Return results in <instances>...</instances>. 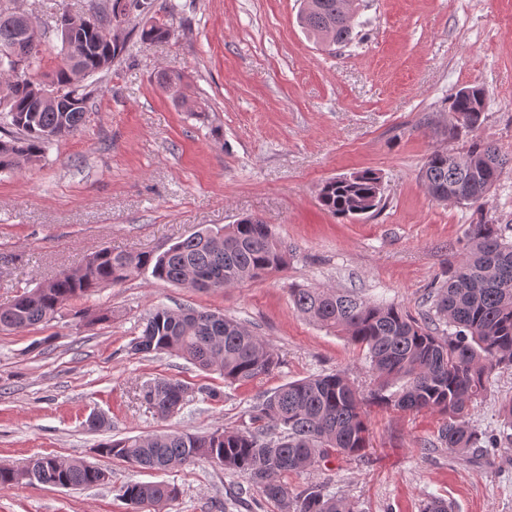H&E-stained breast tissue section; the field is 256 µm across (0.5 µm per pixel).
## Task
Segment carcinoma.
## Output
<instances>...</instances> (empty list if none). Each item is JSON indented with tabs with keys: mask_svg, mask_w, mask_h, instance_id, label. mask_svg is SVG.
<instances>
[{
	"mask_svg": "<svg viewBox=\"0 0 512 512\" xmlns=\"http://www.w3.org/2000/svg\"><path fill=\"white\" fill-rule=\"evenodd\" d=\"M0 0V119L15 130L0 139V171L40 160L54 141L75 135L85 123L91 85L85 79L111 69L125 50L112 40L108 16L125 12L146 17L140 38L158 42L170 35L168 18L178 10L154 0H99L93 12L77 21L85 50L71 56L60 49V61L43 83L26 73L40 66L43 37L33 32V47L15 51L21 15ZM299 21L314 38L333 25V42L354 39V25L340 18L345 0H313ZM46 87L72 97L67 111L37 107V93ZM486 108L478 86L463 87L451 97L448 138H469L465 155L434 151L423 164L421 179L439 202L475 205L495 186L507 158L476 136ZM382 177L366 168L332 178L319 189L318 201L329 214L354 218L378 209ZM500 224H470L458 263H448L447 277L430 293L435 320L448 326L441 334L393 303L370 302L334 288L297 285L288 289L296 310L329 331L343 333L366 350L374 377L369 400L402 410H426L444 416L438 440L455 455L480 447L482 433L467 420V409L486 391L489 375L512 367V242ZM288 264V247L260 218L246 216L224 227H206L172 245L166 252L132 253L104 247L75 270H63L6 307H0V330L23 331L47 323L69 301L107 285L121 284L143 272L154 278L197 290H220L257 280ZM134 354H166L182 358L203 371L219 373L230 384H244L267 375L277 365L274 350L245 324L208 310L153 308L143 319L141 335L130 343ZM192 388L172 377H159L142 388L143 399L160 419L179 413L190 402ZM341 372L318 375L264 394L248 410L250 424L199 434L156 431L95 448L98 455L144 469L165 470L207 460L249 478L279 512H354L342 497L320 484L295 492L283 481L288 473L316 469L333 453L361 456L369 447L365 400ZM110 476L80 460L37 454L20 467L0 466V489L39 483L59 488L93 486ZM177 488L163 482H133L120 488L128 512H144L174 499Z\"/></svg>",
	"mask_w": 512,
	"mask_h": 512,
	"instance_id": "1",
	"label": "carcinoma"
}]
</instances>
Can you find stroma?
Returning <instances> with one entry per match:
<instances>
[{"label":"stroma","mask_w":512,"mask_h":512,"mask_svg":"<svg viewBox=\"0 0 512 512\" xmlns=\"http://www.w3.org/2000/svg\"><path fill=\"white\" fill-rule=\"evenodd\" d=\"M91 2L15 0L45 38L35 78L57 64L60 16L87 14ZM175 2L168 39L141 42L136 16L123 26L126 48L92 78L76 136L50 144L36 164L0 172V307L102 247L160 254L245 215L287 244L288 265L221 291L144 273L69 302L50 322L0 331V464L51 453L112 473L93 487L0 490V512H126L121 485L149 481L179 491L162 512H278L245 476L215 464L149 471L95 447L163 429L238 427L260 395L319 374L344 372L368 392L364 352L302 317L289 287L349 290L420 320L464 252L466 225L502 224L512 239V162L477 206L437 202L420 178L432 151L463 149L445 130L450 97L464 86L486 92L477 137L512 159V0H358L356 38L331 47L300 27L302 0ZM164 72L180 74L176 88L160 86ZM365 168L382 177L380 208L356 220L320 208L322 183ZM158 304L246 324L274 349L277 367L228 386L185 360L129 353ZM87 309L100 320L85 318ZM162 376L197 390L167 420L139 392ZM207 387L220 398L206 397ZM511 400L512 368L495 370L469 411L487 442L464 457L438 441L441 415L367 405L364 455L336 453L285 480L296 491L324 485L356 512H421L430 497L450 512H512V445L498 436ZM95 414L105 426H88Z\"/></svg>","instance_id":"1"}]
</instances>
